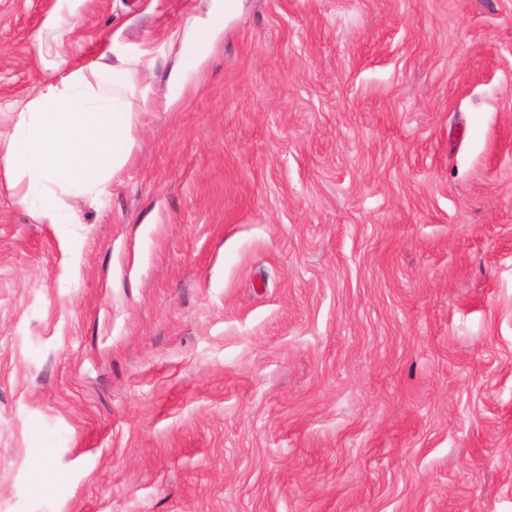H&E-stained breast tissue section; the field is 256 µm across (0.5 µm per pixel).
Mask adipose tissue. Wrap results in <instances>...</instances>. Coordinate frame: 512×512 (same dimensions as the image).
I'll return each instance as SVG.
<instances>
[{"label":"adipose tissue","mask_w":512,"mask_h":512,"mask_svg":"<svg viewBox=\"0 0 512 512\" xmlns=\"http://www.w3.org/2000/svg\"><path fill=\"white\" fill-rule=\"evenodd\" d=\"M245 0H210L205 16L191 32H172L178 63L170 85L206 51L211 38L238 17ZM109 58L67 71L44 84L17 109V121L0 148V171L19 189V201L44 224H67L71 217L59 202L63 193L103 199L121 177L131 156L138 115L132 97L152 111L149 50L130 55L110 47Z\"/></svg>","instance_id":"ef3b65f1"}]
</instances>
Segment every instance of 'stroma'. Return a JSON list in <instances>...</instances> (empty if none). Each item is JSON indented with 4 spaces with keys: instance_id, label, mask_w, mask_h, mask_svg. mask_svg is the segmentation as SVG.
<instances>
[{
    "instance_id": "obj_1",
    "label": "stroma",
    "mask_w": 512,
    "mask_h": 512,
    "mask_svg": "<svg viewBox=\"0 0 512 512\" xmlns=\"http://www.w3.org/2000/svg\"><path fill=\"white\" fill-rule=\"evenodd\" d=\"M247 2L104 205L0 173V512H512V0ZM204 11L0 0V132Z\"/></svg>"
}]
</instances>
